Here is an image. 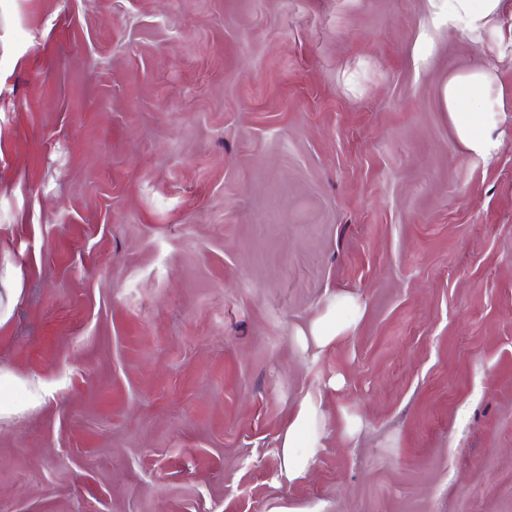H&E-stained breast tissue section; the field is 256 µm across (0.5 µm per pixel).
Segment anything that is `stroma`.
Segmentation results:
<instances>
[{
	"mask_svg": "<svg viewBox=\"0 0 512 512\" xmlns=\"http://www.w3.org/2000/svg\"><path fill=\"white\" fill-rule=\"evenodd\" d=\"M11 288L0 512H512V0H0ZM452 11L457 16L468 18L472 22L479 21L495 13L501 0H449ZM491 80L487 72H474L448 82L444 95L460 142L486 158L491 157L497 146L492 136L495 113L482 112ZM357 300L348 294L334 296L333 303L312 325L310 336L319 348L345 337L354 329L361 317ZM324 411L322 402L312 396L300 400L280 437L278 456L281 472L294 481L304 477L319 450L323 448Z\"/></svg>",
	"mask_w": 512,
	"mask_h": 512,
	"instance_id": "obj_1",
	"label": "stroma"
}]
</instances>
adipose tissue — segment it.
Here are the masks:
<instances>
[{
	"mask_svg": "<svg viewBox=\"0 0 512 512\" xmlns=\"http://www.w3.org/2000/svg\"><path fill=\"white\" fill-rule=\"evenodd\" d=\"M490 83V74L481 71L454 79L445 89V103L460 142L471 152L486 158L496 149L492 136L495 116L483 109ZM360 317L361 308L353 296L336 295L328 310L313 323L310 336L316 346L327 347L352 331ZM323 435L321 400L312 396L302 398L280 437L278 448L281 471L288 480L294 481L307 474L323 446Z\"/></svg>",
	"mask_w": 512,
	"mask_h": 512,
	"instance_id": "1",
	"label": "adipose tissue"
}]
</instances>
